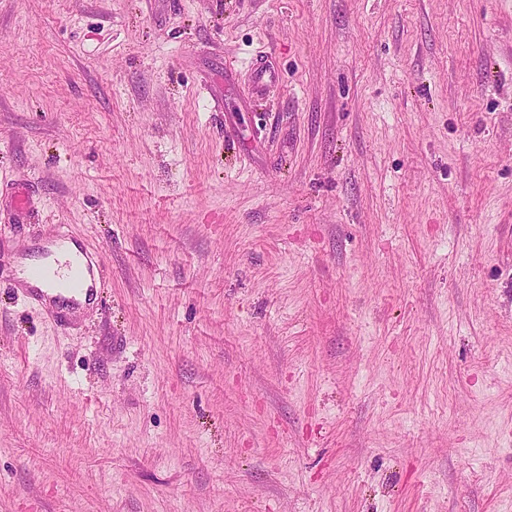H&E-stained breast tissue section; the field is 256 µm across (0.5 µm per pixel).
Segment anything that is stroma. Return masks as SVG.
<instances>
[{
  "label": "stroma",
  "mask_w": 512,
  "mask_h": 512,
  "mask_svg": "<svg viewBox=\"0 0 512 512\" xmlns=\"http://www.w3.org/2000/svg\"><path fill=\"white\" fill-rule=\"evenodd\" d=\"M0 512H512V0H0ZM277 73L265 62L264 55L257 56L252 69V92L259 95L268 83L275 81ZM68 240H72L70 235H62L50 246L31 256L30 262L25 264L21 270L25 280L41 287L53 288L57 280L63 281L64 288L60 289L58 294L50 297L51 314L75 308L81 305L83 299L86 302L96 298L98 293L96 276L100 279L103 272V265L99 263L94 267L89 262L83 264L79 260L66 258L64 261L66 274L60 275L58 267L62 264L57 255L66 256L65 247ZM39 286L35 285L34 288H30V291L37 298L45 299L48 295Z\"/></svg>",
  "instance_id": "obj_1"
}]
</instances>
